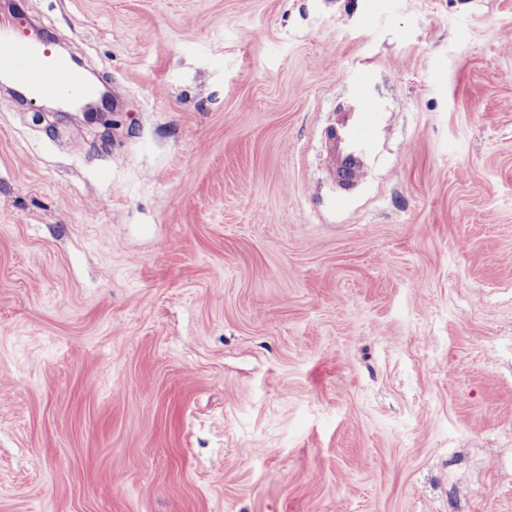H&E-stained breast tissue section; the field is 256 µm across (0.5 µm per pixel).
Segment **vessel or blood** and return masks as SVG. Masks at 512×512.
Segmentation results:
<instances>
[{"mask_svg":"<svg viewBox=\"0 0 512 512\" xmlns=\"http://www.w3.org/2000/svg\"><path fill=\"white\" fill-rule=\"evenodd\" d=\"M0 73L32 100L77 98L91 91L81 70L47 44L28 39L16 15L0 18ZM384 122L380 100L367 84H360L345 105L342 119L325 133L332 174L343 187H353L367 176Z\"/></svg>","mask_w":512,"mask_h":512,"instance_id":"obj_1","label":"vessel or blood"}]
</instances>
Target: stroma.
<instances>
[{
    "instance_id": "stroma-1",
    "label": "stroma",
    "mask_w": 512,
    "mask_h": 512,
    "mask_svg": "<svg viewBox=\"0 0 512 512\" xmlns=\"http://www.w3.org/2000/svg\"><path fill=\"white\" fill-rule=\"evenodd\" d=\"M19 4L123 102L0 92V512H512V0ZM343 117L325 133L326 151L334 179L348 189L369 173L371 158L383 131L382 103L361 83L342 110Z\"/></svg>"
}]
</instances>
